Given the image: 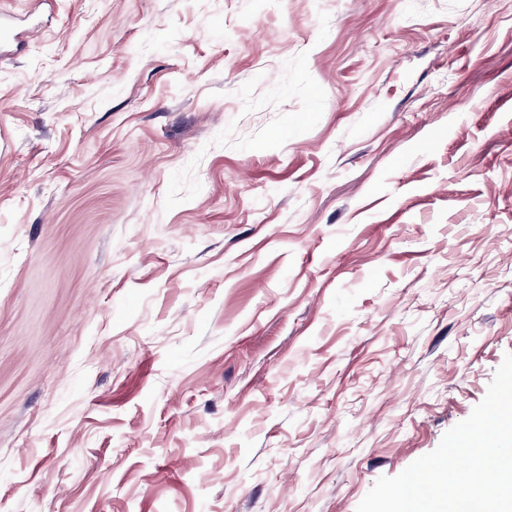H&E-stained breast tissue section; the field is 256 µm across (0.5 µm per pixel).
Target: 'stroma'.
Instances as JSON below:
<instances>
[{"label":"stroma","mask_w":512,"mask_h":512,"mask_svg":"<svg viewBox=\"0 0 512 512\" xmlns=\"http://www.w3.org/2000/svg\"><path fill=\"white\" fill-rule=\"evenodd\" d=\"M0 512H357L512 353V0H0Z\"/></svg>","instance_id":"1"}]
</instances>
